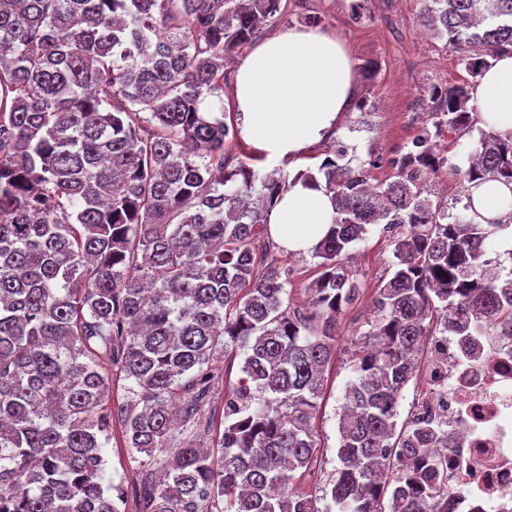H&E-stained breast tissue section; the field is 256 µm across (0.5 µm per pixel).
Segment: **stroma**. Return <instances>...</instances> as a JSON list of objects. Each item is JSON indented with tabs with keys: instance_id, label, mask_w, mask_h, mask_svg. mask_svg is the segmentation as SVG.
<instances>
[{
	"instance_id": "stroma-1",
	"label": "stroma",
	"mask_w": 512,
	"mask_h": 512,
	"mask_svg": "<svg viewBox=\"0 0 512 512\" xmlns=\"http://www.w3.org/2000/svg\"><path fill=\"white\" fill-rule=\"evenodd\" d=\"M353 2L282 0V18L265 26L263 33L271 36L287 27H302L307 17L315 16L319 29L346 42L355 60L357 94L373 102L375 110L369 115L354 109L346 112L336 140L347 146L354 165L367 166L372 181L378 182L393 174L389 158L407 151L417 135L431 126V88L466 81L468 74L444 40L420 27L423 0H367L358 16L352 11ZM260 243L270 258L287 268L293 282L292 303L304 307L306 289L318 275L316 258L284 252L266 234ZM393 260L392 247L378 224L370 226L363 239L349 249L348 268L357 278L362 296L340 321L336 357L325 369L324 393L312 421L317 452L309 471L295 481L300 490L318 491L338 463V422L345 385L353 376L358 338L373 316L371 299ZM241 363V358L231 356L215 363L206 409L197 424L181 430V437L201 445L216 443L224 429V395L228 384L239 377ZM105 459L113 483L134 490L139 475L120 425L112 427Z\"/></svg>"
}]
</instances>
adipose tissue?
Returning <instances> with one entry per match:
<instances>
[{"instance_id": "1", "label": "adipose tissue", "mask_w": 512, "mask_h": 512, "mask_svg": "<svg viewBox=\"0 0 512 512\" xmlns=\"http://www.w3.org/2000/svg\"><path fill=\"white\" fill-rule=\"evenodd\" d=\"M355 97L354 62L336 34L289 27L257 43L239 64L234 110L240 136L270 158H299L335 135ZM483 121L512 133V51L499 54L475 89ZM479 223L512 210V184H474ZM335 205L323 183L296 182L266 213L268 231L287 251L305 254L328 232Z\"/></svg>"}]
</instances>
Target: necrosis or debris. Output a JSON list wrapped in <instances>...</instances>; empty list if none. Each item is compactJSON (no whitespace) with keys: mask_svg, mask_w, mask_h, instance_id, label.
Wrapping results in <instances>:
<instances>
[{"mask_svg":"<svg viewBox=\"0 0 512 512\" xmlns=\"http://www.w3.org/2000/svg\"><path fill=\"white\" fill-rule=\"evenodd\" d=\"M417 414L453 430L450 512H512V323L476 336H434Z\"/></svg>","mask_w":512,"mask_h":512,"instance_id":"obj_1","label":"necrosis or debris"}]
</instances>
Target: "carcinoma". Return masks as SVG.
Returning a JSON list of instances; mask_svg holds the SVG:
<instances>
[{
    "label": "carcinoma",
    "mask_w": 512,
    "mask_h": 512,
    "mask_svg": "<svg viewBox=\"0 0 512 512\" xmlns=\"http://www.w3.org/2000/svg\"><path fill=\"white\" fill-rule=\"evenodd\" d=\"M281 0H0V512H122L106 478L112 422L133 460L171 465L136 489L139 512H448V431L397 425L428 336H474L512 319V270L491 276L490 242L512 211L479 224L430 198L448 158L433 139L473 132L469 84L431 89L434 131L370 183L345 147L294 180H318L336 219L314 247L307 312L284 305L288 269L257 250L264 209L288 187L224 153L237 132L201 111L224 61ZM422 25L477 78L512 48V0H426ZM463 191L512 182V134L479 130ZM384 225L393 273L345 387L322 494L293 489L317 449L311 420L359 300L346 265ZM243 356L217 448L173 438L195 422L212 365ZM116 367L127 399L112 404Z\"/></svg>",
    "instance_id": "1"
}]
</instances>
